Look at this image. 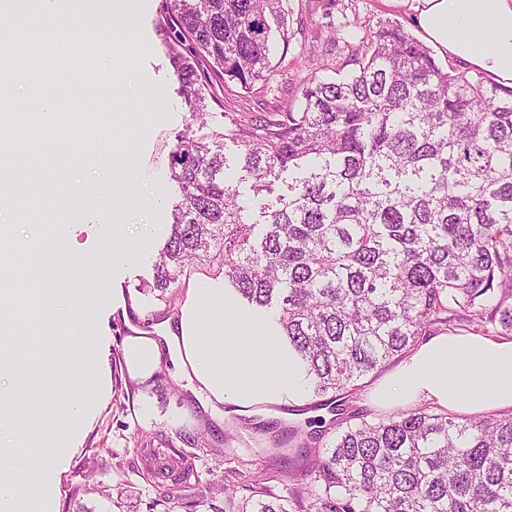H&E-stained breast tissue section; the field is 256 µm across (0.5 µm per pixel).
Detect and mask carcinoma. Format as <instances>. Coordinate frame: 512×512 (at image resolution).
Returning a JSON list of instances; mask_svg holds the SVG:
<instances>
[{"mask_svg": "<svg viewBox=\"0 0 512 512\" xmlns=\"http://www.w3.org/2000/svg\"><path fill=\"white\" fill-rule=\"evenodd\" d=\"M288 0H168L160 35L179 92L204 119V86L249 94L288 48ZM350 70L312 75L297 111L236 117L224 131L177 136L170 179L180 192L147 288L166 292L208 266L279 325L322 415L288 442L329 438L274 494L228 512H512V413L466 417L431 408L386 418L347 413L359 382L424 336L459 328L512 336V86L466 76L392 22L348 49ZM239 182L226 177L228 144ZM14 142L0 139V201L12 198ZM77 158L72 141L30 139V165ZM54 281L44 252L14 282ZM40 345L69 337L50 320Z\"/></svg>", "mask_w": 512, "mask_h": 512, "instance_id": "carcinoma-1", "label": "carcinoma"}]
</instances>
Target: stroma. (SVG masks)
<instances>
[{
	"instance_id": "1",
	"label": "stroma",
	"mask_w": 512,
	"mask_h": 512,
	"mask_svg": "<svg viewBox=\"0 0 512 512\" xmlns=\"http://www.w3.org/2000/svg\"><path fill=\"white\" fill-rule=\"evenodd\" d=\"M421 0H289L294 38L273 77L241 95L235 85H214L205 90L207 130L223 129L226 115L268 118L297 109L308 83L313 62L325 64L332 77L345 66L347 48L380 23L401 24L419 35L416 22ZM102 7L82 11L81 21L69 28L68 42H94L102 47L93 66L86 69L76 91L81 99L80 121L100 126L99 137H80L76 144L85 160L64 162V182L70 190L89 188L81 222L56 205L17 212L10 228L12 238L39 241L45 227H55L75 242L68 279L83 289L113 286L134 298L145 319L165 313L168 304L146 289L152 280L155 255L161 244L172 206L179 199L169 179L170 155L176 137L195 119L177 92V82L162 38L165 0H130L129 13L116 24L104 22ZM130 37L132 67L124 73V91L112 99L111 111L101 109V94L112 83V63L120 57L119 37ZM28 82L16 81L11 95L18 120L10 135L25 141L31 130L53 139L56 128L32 127L28 112L35 96ZM165 108L164 118L150 122L141 134L130 119L153 108ZM123 201L119 242L136 253L120 263L100 236L101 225L111 223L115 201ZM98 338L94 371L105 372L106 394L95 399V410L75 442V452L55 489L54 512H222L223 485L237 488L238 498H251L250 478L228 475L234 457L252 461L273 493L283 491V477L303 466L309 449H274L262 426L278 421L299 426L317 416L318 396L298 405H263L241 419L232 406L224 417L207 420L191 398L186 381L173 375L171 362H163L155 377L143 385H126L118 371L122 340L128 329L121 311L104 305L92 316ZM14 348L29 358V366L16 380L11 394L17 407L26 409L27 421L54 425L69 407L73 382L64 378L60 365L78 364L84 354L77 348L65 352L43 349L31 356L33 339L26 329L13 330ZM41 391L42 409L30 412V386ZM204 434L207 447L186 443L185 434Z\"/></svg>"
}]
</instances>
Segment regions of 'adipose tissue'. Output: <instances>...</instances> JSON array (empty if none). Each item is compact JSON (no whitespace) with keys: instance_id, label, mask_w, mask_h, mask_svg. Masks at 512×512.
I'll use <instances>...</instances> for the list:
<instances>
[{"instance_id":"obj_1","label":"adipose tissue","mask_w":512,"mask_h":512,"mask_svg":"<svg viewBox=\"0 0 512 512\" xmlns=\"http://www.w3.org/2000/svg\"><path fill=\"white\" fill-rule=\"evenodd\" d=\"M417 23L449 56L500 80L512 79V0H424ZM187 380L205 413L225 404H298L306 382L293 355L272 347L258 318L223 289L188 282L177 316L130 325L123 339L129 379L154 378L163 356ZM381 408L427 403L463 414L512 411V340L439 333L418 342L371 391Z\"/></svg>"}]
</instances>
